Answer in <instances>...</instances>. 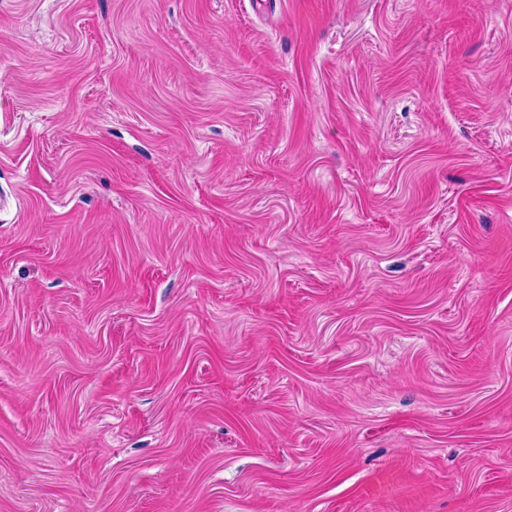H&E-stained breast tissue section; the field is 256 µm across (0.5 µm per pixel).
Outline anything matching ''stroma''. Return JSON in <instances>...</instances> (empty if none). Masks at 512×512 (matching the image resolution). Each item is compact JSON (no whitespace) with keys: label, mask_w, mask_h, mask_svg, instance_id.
Segmentation results:
<instances>
[{"label":"stroma","mask_w":512,"mask_h":512,"mask_svg":"<svg viewBox=\"0 0 512 512\" xmlns=\"http://www.w3.org/2000/svg\"><path fill=\"white\" fill-rule=\"evenodd\" d=\"M0 512H512V0H0Z\"/></svg>","instance_id":"35a3bbf8"}]
</instances>
